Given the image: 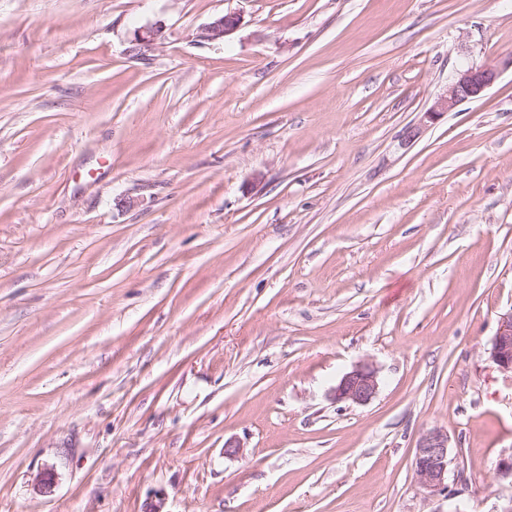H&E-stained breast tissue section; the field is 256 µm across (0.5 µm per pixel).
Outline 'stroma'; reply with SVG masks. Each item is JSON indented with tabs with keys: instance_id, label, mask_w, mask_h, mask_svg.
Listing matches in <instances>:
<instances>
[{
	"instance_id": "stroma-1",
	"label": "stroma",
	"mask_w": 512,
	"mask_h": 512,
	"mask_svg": "<svg viewBox=\"0 0 512 512\" xmlns=\"http://www.w3.org/2000/svg\"><path fill=\"white\" fill-rule=\"evenodd\" d=\"M511 57L512 0H0V512H501ZM241 26V15L237 12H225L215 17L200 32L199 37L208 42H224L231 38ZM501 70L497 65L484 64L456 70L448 83L446 92L441 94L430 107L426 116L431 118L440 112H449L457 105L479 99L499 78ZM491 358L501 371L512 373V310L498 320ZM378 388L377 369L373 364L364 362L341 377L333 389V396L336 402L364 405L375 397ZM414 472L431 496L448 494V434L441 429L424 433L416 446Z\"/></svg>"
}]
</instances>
